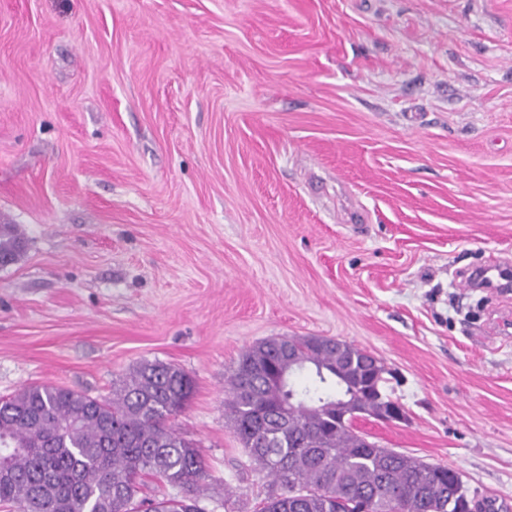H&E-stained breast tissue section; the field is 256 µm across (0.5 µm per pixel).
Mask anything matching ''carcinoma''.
<instances>
[{
    "label": "carcinoma",
    "mask_w": 512,
    "mask_h": 512,
    "mask_svg": "<svg viewBox=\"0 0 512 512\" xmlns=\"http://www.w3.org/2000/svg\"><path fill=\"white\" fill-rule=\"evenodd\" d=\"M23 239L0 225V255L17 260ZM299 391L285 381L284 346ZM381 360L346 341L270 338L245 350L224 383V419L250 460L272 478L260 512H459L448 467L374 444L355 421L395 404ZM191 377L161 361L137 366L92 396L33 384L0 398V509L5 512H205L209 470L197 443L170 423L193 395ZM150 477L180 494L139 497Z\"/></svg>",
    "instance_id": "1"
}]
</instances>
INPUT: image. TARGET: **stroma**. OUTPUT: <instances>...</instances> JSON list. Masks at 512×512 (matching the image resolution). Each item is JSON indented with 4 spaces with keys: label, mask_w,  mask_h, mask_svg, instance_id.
Listing matches in <instances>:
<instances>
[{
    "label": "stroma",
    "mask_w": 512,
    "mask_h": 512,
    "mask_svg": "<svg viewBox=\"0 0 512 512\" xmlns=\"http://www.w3.org/2000/svg\"><path fill=\"white\" fill-rule=\"evenodd\" d=\"M0 397L185 370L174 420L255 512L224 378L272 336L396 372L379 445L512 512V0H0ZM22 242L23 239L16 234L12 225H0V255L10 256L11 263L15 262L24 250L25 243L23 245Z\"/></svg>",
    "instance_id": "stroma-1"
}]
</instances>
